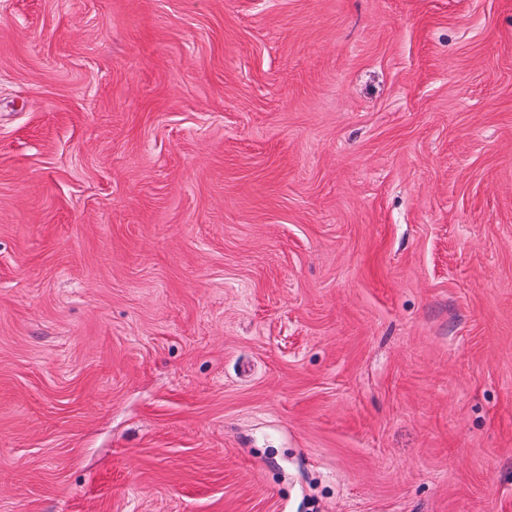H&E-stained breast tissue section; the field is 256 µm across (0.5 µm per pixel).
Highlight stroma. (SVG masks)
<instances>
[{
	"mask_svg": "<svg viewBox=\"0 0 512 512\" xmlns=\"http://www.w3.org/2000/svg\"><path fill=\"white\" fill-rule=\"evenodd\" d=\"M0 512H512V0H0Z\"/></svg>",
	"mask_w": 512,
	"mask_h": 512,
	"instance_id": "stroma-1",
	"label": "stroma"
}]
</instances>
